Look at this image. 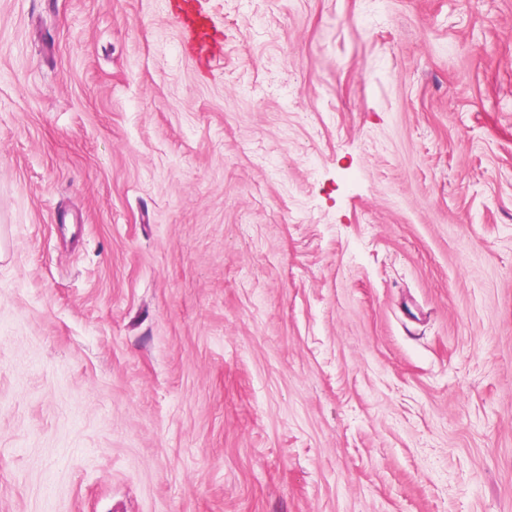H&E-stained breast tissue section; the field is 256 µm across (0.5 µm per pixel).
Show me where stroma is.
Here are the masks:
<instances>
[{
    "mask_svg": "<svg viewBox=\"0 0 512 512\" xmlns=\"http://www.w3.org/2000/svg\"><path fill=\"white\" fill-rule=\"evenodd\" d=\"M0 0V512H512V0ZM169 11L181 33L178 46L183 55L207 66L216 58V49L210 34V20L193 0H171Z\"/></svg>",
    "mask_w": 512,
    "mask_h": 512,
    "instance_id": "1",
    "label": "stroma"
}]
</instances>
